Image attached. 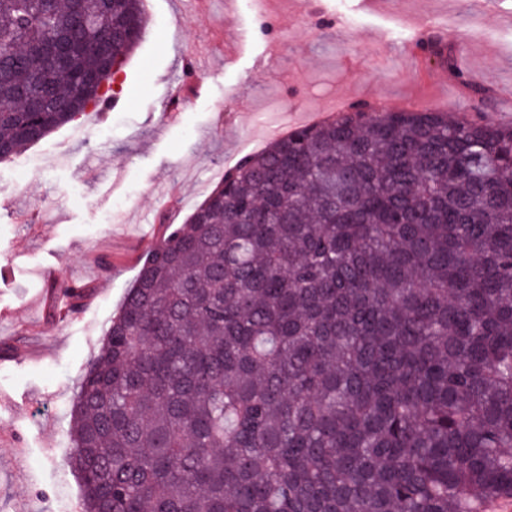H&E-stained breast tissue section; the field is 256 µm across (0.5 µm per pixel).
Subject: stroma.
<instances>
[{"label": "stroma", "instance_id": "obj_1", "mask_svg": "<svg viewBox=\"0 0 512 512\" xmlns=\"http://www.w3.org/2000/svg\"><path fill=\"white\" fill-rule=\"evenodd\" d=\"M145 11L116 107L33 145L38 171L0 161V268L11 270L0 283V392L16 401L0 409V512H82L69 464L79 379L164 224L186 223L271 143L270 129L336 116L341 99L512 127V0H267L261 13L245 0H149ZM198 79L204 94L163 121ZM47 265L90 289L61 319L46 306Z\"/></svg>", "mask_w": 512, "mask_h": 512}]
</instances>
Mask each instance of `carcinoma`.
Returning a JSON list of instances; mask_svg holds the SVG:
<instances>
[{"instance_id":"1","label":"carcinoma","mask_w":512,"mask_h":512,"mask_svg":"<svg viewBox=\"0 0 512 512\" xmlns=\"http://www.w3.org/2000/svg\"><path fill=\"white\" fill-rule=\"evenodd\" d=\"M143 0H0V160L112 101ZM61 37L64 67L41 48ZM84 512H480L512 496V128L342 112L144 257L72 409Z\"/></svg>"}]
</instances>
